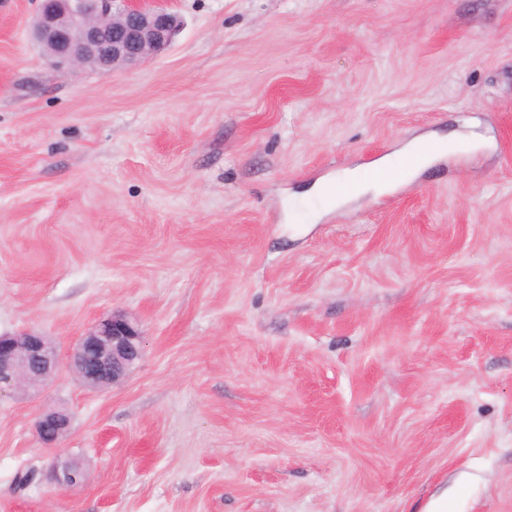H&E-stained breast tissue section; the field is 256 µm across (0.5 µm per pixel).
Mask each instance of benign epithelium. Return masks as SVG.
<instances>
[{
  "mask_svg": "<svg viewBox=\"0 0 512 512\" xmlns=\"http://www.w3.org/2000/svg\"><path fill=\"white\" fill-rule=\"evenodd\" d=\"M178 29L173 14L138 0H40L33 35L61 69L91 62L109 70L116 64L135 66L166 49ZM144 346L138 327L114 311L79 339L70 366L86 388H107L126 376ZM57 363L55 344L43 333L1 334L0 397L41 391ZM70 423L64 411L42 412L35 422L38 440L47 447L57 445ZM46 479L59 491H72L84 485L86 472L79 459L58 455L49 463Z\"/></svg>",
  "mask_w": 512,
  "mask_h": 512,
  "instance_id": "obj_1",
  "label": "benign epithelium"
}]
</instances>
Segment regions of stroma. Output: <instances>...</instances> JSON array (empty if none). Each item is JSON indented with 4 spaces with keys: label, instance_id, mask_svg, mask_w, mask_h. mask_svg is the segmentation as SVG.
<instances>
[{
    "label": "stroma",
    "instance_id": "1",
    "mask_svg": "<svg viewBox=\"0 0 512 512\" xmlns=\"http://www.w3.org/2000/svg\"><path fill=\"white\" fill-rule=\"evenodd\" d=\"M155 3L169 47L63 73L0 0V334L59 357L0 399V512H512V0ZM115 310L144 352L92 391L68 356ZM59 452L77 491L37 477ZM387 174L391 178L402 179L411 174V169L387 166L384 170L371 175L367 180L362 179L355 171H345L336 178L335 183L317 185L315 193L313 195H307L306 197L315 196L317 201L322 205H332L346 195L359 194L371 189L383 191L388 182ZM333 184L341 188L340 193L333 195L329 192V188ZM71 417L64 411H43L35 422L38 440L46 447H55L69 429Z\"/></svg>",
    "mask_w": 512,
    "mask_h": 512
}]
</instances>
